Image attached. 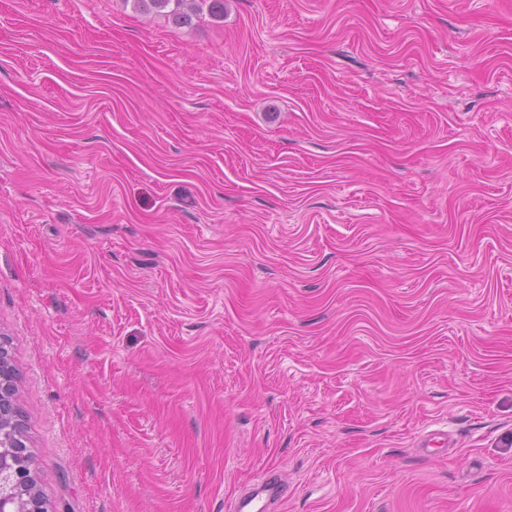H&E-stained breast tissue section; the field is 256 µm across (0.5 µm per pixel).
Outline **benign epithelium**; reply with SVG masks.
<instances>
[{
    "instance_id": "obj_1",
    "label": "benign epithelium",
    "mask_w": 512,
    "mask_h": 512,
    "mask_svg": "<svg viewBox=\"0 0 512 512\" xmlns=\"http://www.w3.org/2000/svg\"><path fill=\"white\" fill-rule=\"evenodd\" d=\"M15 379L10 359L0 357V397L14 396ZM18 420L0 413V512H43L31 460L22 452Z\"/></svg>"
}]
</instances>
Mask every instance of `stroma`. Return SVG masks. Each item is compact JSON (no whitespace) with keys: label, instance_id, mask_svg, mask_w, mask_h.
<instances>
[{"label":"stroma","instance_id":"35a3bbf8","mask_svg":"<svg viewBox=\"0 0 512 512\" xmlns=\"http://www.w3.org/2000/svg\"><path fill=\"white\" fill-rule=\"evenodd\" d=\"M0 331L48 512H512V0H0ZM136 8L143 12H164L176 23H188L195 15L196 9L203 10L207 6V11L214 18H220L224 15V0H133ZM197 3V4H195ZM196 5V6H195ZM282 493L283 484L281 480L276 475H269L263 479L258 487L238 499L235 510L239 512H264L265 508L272 500L282 497ZM263 498L265 502L258 507V502ZM255 508H257V511H252Z\"/></svg>","mask_w":512,"mask_h":512}]
</instances>
